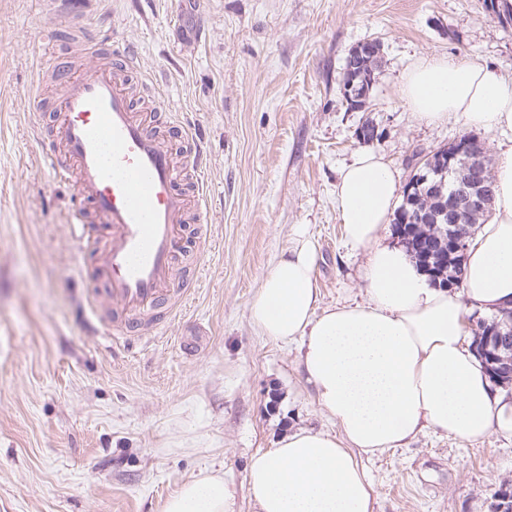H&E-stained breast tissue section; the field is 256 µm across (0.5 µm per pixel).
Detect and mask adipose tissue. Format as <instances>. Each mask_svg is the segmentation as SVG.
<instances>
[{
	"mask_svg": "<svg viewBox=\"0 0 512 512\" xmlns=\"http://www.w3.org/2000/svg\"><path fill=\"white\" fill-rule=\"evenodd\" d=\"M399 97L417 120L455 118L464 130L502 135L490 216L470 237L458 292L430 286L404 248L382 245L399 179L379 153L357 151L336 183L345 240L367 251L362 301L321 307L318 254L305 228L263 279L249 306L258 332L297 343L298 366L337 433L300 428L252 456L247 482L257 512H374L363 455L404 448L422 431L476 440L512 437V392L493 382L467 339L466 315L512 308V80L486 65L418 59ZM223 475L183 484L163 512H234Z\"/></svg>",
	"mask_w": 512,
	"mask_h": 512,
	"instance_id": "1",
	"label": "adipose tissue"
}]
</instances>
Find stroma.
<instances>
[{"mask_svg": "<svg viewBox=\"0 0 512 512\" xmlns=\"http://www.w3.org/2000/svg\"><path fill=\"white\" fill-rule=\"evenodd\" d=\"M93 27L102 55L129 47L163 95L155 128H190L203 151L210 246L175 261L191 294L161 334L137 344L86 330L90 268L69 227L74 189L45 166L40 124L60 88L53 52L84 66L70 32ZM374 39L382 67L368 112L349 111L344 65ZM478 61L512 79V25L484 0H0V512H163L205 471L235 512H257L251 456L292 428L335 431L298 370V346L261 336L248 308L307 225L322 305L362 298L365 250L345 244L340 167L372 144L400 184L415 154L460 137L426 127L401 101L403 71L426 55ZM43 99V114L33 108ZM375 512H491L512 485V439L419 434L367 459Z\"/></svg>", "mask_w": 512, "mask_h": 512, "instance_id": "obj_1", "label": "stroma"}]
</instances>
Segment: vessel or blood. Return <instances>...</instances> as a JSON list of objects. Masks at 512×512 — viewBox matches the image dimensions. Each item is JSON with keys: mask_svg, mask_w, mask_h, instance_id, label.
Wrapping results in <instances>:
<instances>
[{"mask_svg": "<svg viewBox=\"0 0 512 512\" xmlns=\"http://www.w3.org/2000/svg\"><path fill=\"white\" fill-rule=\"evenodd\" d=\"M49 66L64 92L43 153L55 179L75 186L73 235L96 275L89 319L128 343L158 335L187 296L173 285L177 253L209 246L202 232L184 238L189 213L207 210L202 158H193L194 179L183 180L172 138L154 131L134 100V52L89 69L62 57ZM105 304L108 323L99 314Z\"/></svg>", "mask_w": 512, "mask_h": 512, "instance_id": "vessel-or-blood-1", "label": "vessel or blood"}]
</instances>
